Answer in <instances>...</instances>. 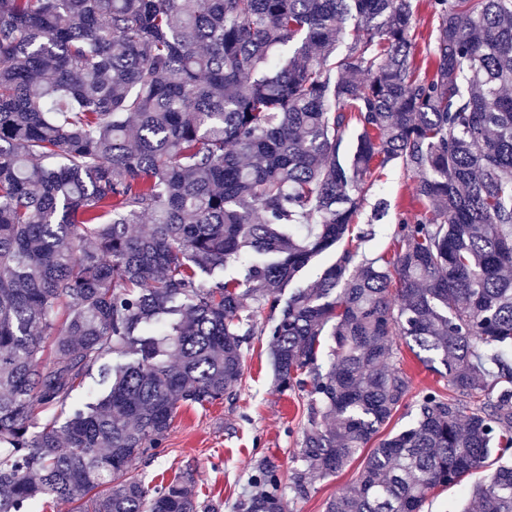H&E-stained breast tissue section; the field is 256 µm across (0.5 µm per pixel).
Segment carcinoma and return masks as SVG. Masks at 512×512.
Here are the masks:
<instances>
[{
	"label": "carcinoma",
	"mask_w": 512,
	"mask_h": 512,
	"mask_svg": "<svg viewBox=\"0 0 512 512\" xmlns=\"http://www.w3.org/2000/svg\"><path fill=\"white\" fill-rule=\"evenodd\" d=\"M415 2L0 0V512H201L135 463L257 333L308 398L291 502L360 458L324 512L484 470L450 512H512V0H425L423 68ZM393 160L422 208L393 255L298 286ZM405 348L446 384L413 393ZM254 483L241 512H288L272 462ZM418 10L417 19V27L415 30V35L417 37V51H416V61L420 62L425 54V47L428 44L429 33L435 25V21L431 15L430 9L427 7L425 2H420Z\"/></svg>",
	"instance_id": "cac0c4a2"
}]
</instances>
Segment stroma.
<instances>
[{
    "label": "stroma",
    "instance_id": "obj_1",
    "mask_svg": "<svg viewBox=\"0 0 512 512\" xmlns=\"http://www.w3.org/2000/svg\"><path fill=\"white\" fill-rule=\"evenodd\" d=\"M412 194L413 176L400 164L375 170L356 226L366 228L375 199H384L387 208L374 236L360 244V254L373 257L393 251L400 222L416 212ZM243 362V381L232 397L203 408L180 409L163 447L137 462L146 484L155 486L179 472H191L200 500L214 512H237L239 500L252 491L251 475L260 460L276 466L282 486L291 485L307 425V397L277 390L266 337H253ZM359 469L355 462L336 476L312 479L308 497L296 504L295 512H324L325 502L350 486Z\"/></svg>",
    "mask_w": 512,
    "mask_h": 512
}]
</instances>
